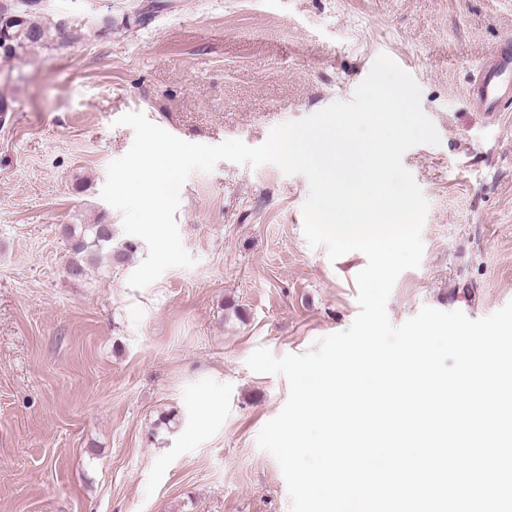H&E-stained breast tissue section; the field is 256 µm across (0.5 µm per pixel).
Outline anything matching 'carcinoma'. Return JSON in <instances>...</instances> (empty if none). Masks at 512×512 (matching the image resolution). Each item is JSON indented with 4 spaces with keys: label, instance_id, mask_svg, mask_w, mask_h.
Listing matches in <instances>:
<instances>
[{
    "label": "carcinoma",
    "instance_id": "1",
    "mask_svg": "<svg viewBox=\"0 0 512 512\" xmlns=\"http://www.w3.org/2000/svg\"><path fill=\"white\" fill-rule=\"evenodd\" d=\"M39 0H20L23 8L18 9L0 4V26L4 22L11 23L12 32L16 33L11 51L3 58L14 59L19 52L29 47L42 45L50 39V33H56V37L67 39L68 33L63 25L51 28L44 24L32 7ZM65 234L75 240L74 255L65 262V271L68 277L81 280L87 274V263L104 255L109 259L124 263L135 250V246L126 243L116 249L112 248V225L110 224H82L80 226L68 225L64 229Z\"/></svg>",
    "mask_w": 512,
    "mask_h": 512
}]
</instances>
